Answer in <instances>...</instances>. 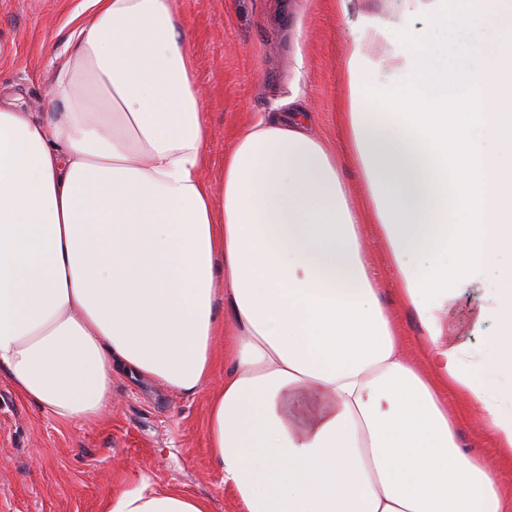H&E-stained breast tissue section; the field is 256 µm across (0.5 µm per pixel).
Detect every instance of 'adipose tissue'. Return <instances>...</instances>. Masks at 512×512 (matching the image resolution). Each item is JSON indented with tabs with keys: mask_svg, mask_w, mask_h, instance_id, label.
<instances>
[{
	"mask_svg": "<svg viewBox=\"0 0 512 512\" xmlns=\"http://www.w3.org/2000/svg\"><path fill=\"white\" fill-rule=\"evenodd\" d=\"M175 2L88 0L55 69L63 110L44 120L0 99V378L90 420L111 408L116 371L197 394L224 336L232 367L207 436L240 512H512L448 410L462 398L512 460V269L479 305L498 326L486 357L443 324L512 252V0L359 16L344 143L368 231L299 113L239 131L215 203ZM474 23L484 37L464 41ZM376 42L388 52L373 60ZM388 277L421 327L419 357L381 300ZM106 512L210 505L145 480ZM342 174L352 187L351 206L360 214L362 222L370 220V212L365 207L366 190L360 180L356 166L352 163H344Z\"/></svg>",
	"mask_w": 512,
	"mask_h": 512,
	"instance_id": "ef3b65f1",
	"label": "adipose tissue"
}]
</instances>
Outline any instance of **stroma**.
<instances>
[{
  "label": "stroma",
  "mask_w": 512,
  "mask_h": 512,
  "mask_svg": "<svg viewBox=\"0 0 512 512\" xmlns=\"http://www.w3.org/2000/svg\"><path fill=\"white\" fill-rule=\"evenodd\" d=\"M389 14L390 0H177V16L195 53V80L210 124L214 194L223 189L224 155L240 128L273 112H305L330 143L341 137L343 60L359 14ZM84 0H0V93L28 111L59 109L51 96L53 58L72 51ZM451 302L448 341L485 355L492 321H478L479 295ZM208 390L186 396L151 380L112 378V407L94 421L62 419L19 397L0 380V512H105L142 477L208 501L211 512H238L214 466L207 438ZM462 449L484 460L512 496V468L481 431L471 409L449 399Z\"/></svg>",
  "instance_id": "1"
}]
</instances>
